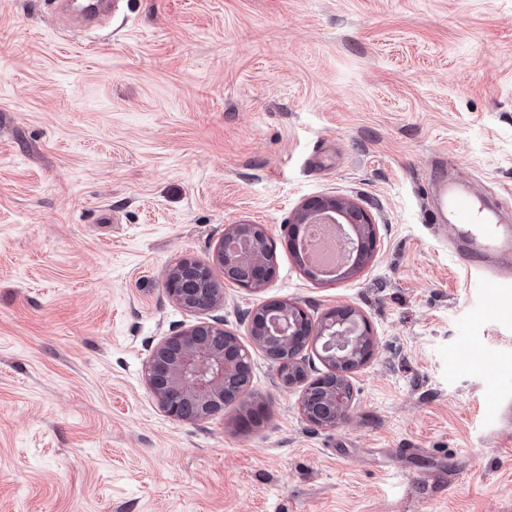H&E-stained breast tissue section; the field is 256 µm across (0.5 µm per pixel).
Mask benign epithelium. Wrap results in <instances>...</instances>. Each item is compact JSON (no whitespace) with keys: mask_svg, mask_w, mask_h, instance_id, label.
Wrapping results in <instances>:
<instances>
[{"mask_svg":"<svg viewBox=\"0 0 512 512\" xmlns=\"http://www.w3.org/2000/svg\"><path fill=\"white\" fill-rule=\"evenodd\" d=\"M321 223L339 225L346 262L352 271H359L360 252L375 250L377 243L372 214L351 197L325 195L302 201L284 228L292 238L305 231L306 225ZM230 265L246 273V278L233 280L238 287L250 292L268 287L275 273V248L263 225H228L210 259H184L167 269L165 290L191 312L209 311L219 303V296L199 306L195 289L186 284ZM247 330L252 345L263 350L298 339L302 340L298 353L312 345L340 380L331 386L319 378L307 382L302 414L322 427H334L349 418L354 402L349 374L374 355L372 328L362 313L336 307L315 326L298 303L278 302L271 308H258L250 316ZM248 361V349L224 324L200 322L164 337L154 347L146 363V379L168 416L201 420L224 412V379L239 373Z\"/></svg>","mask_w":512,"mask_h":512,"instance_id":"1","label":"benign epithelium"}]
</instances>
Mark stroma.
I'll return each instance as SVG.
<instances>
[{"label": "stroma", "instance_id": "1", "mask_svg": "<svg viewBox=\"0 0 512 512\" xmlns=\"http://www.w3.org/2000/svg\"><path fill=\"white\" fill-rule=\"evenodd\" d=\"M512 217V0H118L100 27L0 0V512H512V314L430 219L438 162ZM355 198L374 256L331 283L284 229ZM262 224L276 275L207 319L368 318L349 418L252 349L223 414L168 417L151 350L197 323L166 269Z\"/></svg>", "mask_w": 512, "mask_h": 512}]
</instances>
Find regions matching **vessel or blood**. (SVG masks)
<instances>
[{"label": "vessel or blood", "mask_w": 512, "mask_h": 512, "mask_svg": "<svg viewBox=\"0 0 512 512\" xmlns=\"http://www.w3.org/2000/svg\"><path fill=\"white\" fill-rule=\"evenodd\" d=\"M109 8L108 0H83L78 13H71L69 0H58V12L74 23L98 24ZM439 204L435 223L448 225L450 245L457 259L469 269L483 273V285L497 312L512 311V225L502 223L498 212L479 202L465 184L434 179Z\"/></svg>", "instance_id": "b4317fda"}]
</instances>
